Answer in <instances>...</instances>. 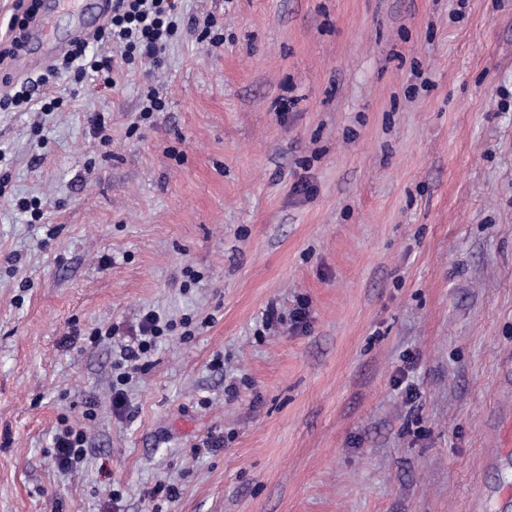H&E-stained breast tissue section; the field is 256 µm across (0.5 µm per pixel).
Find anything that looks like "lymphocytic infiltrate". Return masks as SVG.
<instances>
[{"label":"lymphocytic infiltrate","mask_w":512,"mask_h":512,"mask_svg":"<svg viewBox=\"0 0 512 512\" xmlns=\"http://www.w3.org/2000/svg\"><path fill=\"white\" fill-rule=\"evenodd\" d=\"M176 0H114L112 13L95 32L92 41L69 45L44 75L18 82L0 97V112H26L32 105L54 112L62 98L47 97L43 87L48 77L68 74L78 80H90L104 88H115L112 77L115 64H128L141 58L158 61L166 44L179 32ZM111 42L115 57L91 51L90 42Z\"/></svg>","instance_id":"lymphocytic-infiltrate-1"}]
</instances>
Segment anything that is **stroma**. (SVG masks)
Listing matches in <instances>:
<instances>
[{
	"mask_svg": "<svg viewBox=\"0 0 512 512\" xmlns=\"http://www.w3.org/2000/svg\"><path fill=\"white\" fill-rule=\"evenodd\" d=\"M178 7L223 45L186 29L114 89L56 79L60 111L0 112V512L512 489V0ZM150 310L171 328L120 383ZM56 460L62 469H71L86 455L85 434L81 429L64 424L53 438Z\"/></svg>",
	"mask_w": 512,
	"mask_h": 512,
	"instance_id": "stroma-1",
	"label": "stroma"
}]
</instances>
